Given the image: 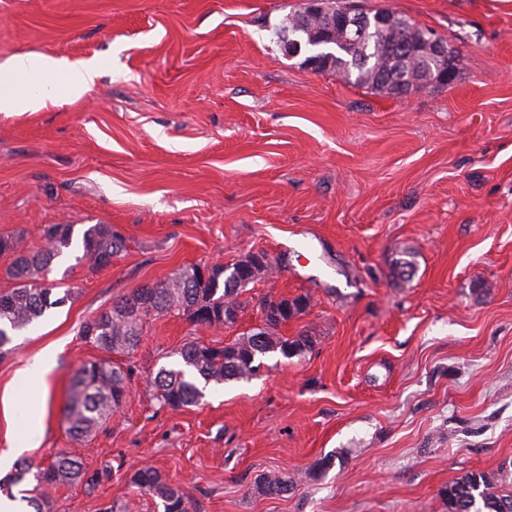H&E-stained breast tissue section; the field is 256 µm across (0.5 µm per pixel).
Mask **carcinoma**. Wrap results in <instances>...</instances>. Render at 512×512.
<instances>
[{
	"label": "carcinoma",
	"instance_id": "cac0c4a2",
	"mask_svg": "<svg viewBox=\"0 0 512 512\" xmlns=\"http://www.w3.org/2000/svg\"><path fill=\"white\" fill-rule=\"evenodd\" d=\"M370 27L358 41L352 42L343 29L334 30V40L324 44L328 35L325 18L305 14V4L293 8L274 36L288 31L299 39L310 55L323 53L315 70L331 72L347 82L365 84L387 94L400 95V85L393 78L396 69H411L421 57L419 46L425 29L404 16L383 25L378 20L387 10H355ZM458 56L451 52L447 63L415 73L411 84L419 87L450 82L456 78ZM75 225L52 224L43 229L38 247L27 244L24 234L0 237V255L12 257L5 276L12 283L0 291V355L12 341L11 333L26 329L52 309L64 305L74 293L66 290L58 295L54 283L47 279L53 261L73 244ZM82 255L94 272L112 264V258L125 249V238L110 224H89L81 233ZM207 275H201V271ZM268 267L251 268L244 259L229 266L193 264L183 266L164 280L145 283L112 300V306L83 322L81 336L95 347L109 352L134 350L143 336L148 320L167 315H182L193 326L222 329L233 325L253 299L242 298L247 286ZM310 295L292 299L262 296L258 308L278 313L284 318L300 315L308 307ZM281 321H269L261 330L244 334L224 345H209L190 340L173 351L175 357L154 375L151 384L161 409L180 410L194 406L205 397L204 387L247 379L255 374L256 360L269 353L287 359L301 356L314 348L313 337L300 333L294 337L278 335ZM131 373L108 361H88L72 375L69 397L64 409L69 433L84 439L117 414L128 389ZM82 477L80 462L66 454L58 455L46 467H33L26 461L15 465L9 484L3 487L12 495L11 487L24 482L26 502L32 512H54L53 489ZM512 479L511 470H501L492 478L471 470L448 483L443 496L448 512H512V494L494 491V484ZM301 479L286 472L260 476L254 490L261 495L283 496L294 490ZM131 483L159 500L163 512H193L190 495L180 486L168 482L151 466L136 470Z\"/></svg>",
	"mask_w": 512,
	"mask_h": 512
}]
</instances>
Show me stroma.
<instances>
[{
    "label": "stroma",
    "instance_id": "stroma-1",
    "mask_svg": "<svg viewBox=\"0 0 512 512\" xmlns=\"http://www.w3.org/2000/svg\"><path fill=\"white\" fill-rule=\"evenodd\" d=\"M298 2L0 0V63L33 53L99 69L74 103L0 112V236L36 246L51 224H109L126 239L96 272L72 249L54 260L49 279L74 296L0 357L1 450L35 394L22 368L56 351L28 458L68 453L84 475L53 490L55 512H162L130 482L144 465L197 512H446L448 482L512 463V0H357L460 54L455 81L403 98L285 55L273 31ZM257 250L273 266L248 295L312 296L280 329L315 337L305 355H267L173 411L150 385L167 355L250 332L257 306L221 330L150 320L128 354L80 335L143 283ZM106 357L131 369L127 395L74 439L70 377ZM332 451L343 463L317 470ZM270 471L302 483L255 493Z\"/></svg>",
    "mask_w": 512,
    "mask_h": 512
}]
</instances>
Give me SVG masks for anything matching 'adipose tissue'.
<instances>
[{"mask_svg":"<svg viewBox=\"0 0 512 512\" xmlns=\"http://www.w3.org/2000/svg\"><path fill=\"white\" fill-rule=\"evenodd\" d=\"M75 78L68 89L69 101L78 100L98 75L95 65L86 63L74 69L72 62L59 55L18 54L0 65V112H40L59 104L55 78L66 71Z\"/></svg>","mask_w":512,"mask_h":512,"instance_id":"ef3b65f1","label":"adipose tissue"}]
</instances>
